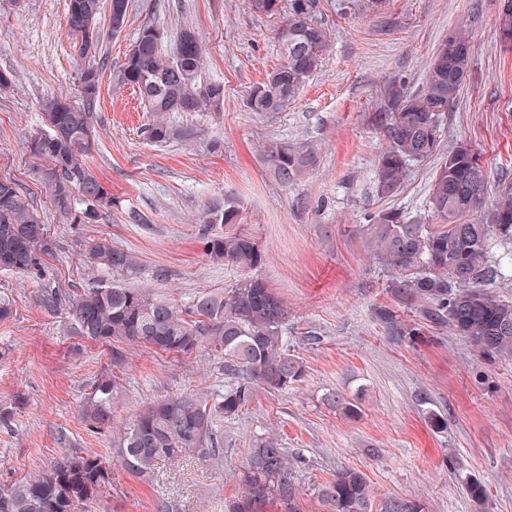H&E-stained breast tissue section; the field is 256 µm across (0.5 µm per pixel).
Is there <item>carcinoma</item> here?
I'll return each instance as SVG.
<instances>
[{"instance_id": "carcinoma-1", "label": "carcinoma", "mask_w": 512, "mask_h": 512, "mask_svg": "<svg viewBox=\"0 0 512 512\" xmlns=\"http://www.w3.org/2000/svg\"><path fill=\"white\" fill-rule=\"evenodd\" d=\"M317 0H288V13L276 32L281 62L247 93L252 112H279L305 80L322 66L330 39L317 17ZM68 28L82 61L96 56L100 43L95 0H68ZM129 0H110L111 34L121 32ZM165 30L146 24L116 74V84L139 91L153 118L145 137L156 144L184 140L190 133L174 125L170 112H218L224 84L202 81L203 46L195 32L184 29L169 51ZM471 63L469 36L459 30L435 50L423 87L409 94L400 86L385 89L374 120L387 140L375 168L376 193L392 197L415 162L432 161L435 171L425 207L391 206L373 213L363 233L378 259L392 267L387 285L393 304L374 309V317L395 342L421 335L422 328H451L487 358L512 357V301L480 289L508 277L512 261V186L486 206L487 176L478 153L467 142L442 149L445 112L456 102ZM102 68L91 63L80 69L84 103L75 106L48 97L40 109L47 130L28 148L41 161V183L55 211L67 224H94L112 207V194L87 163L97 148L91 107L101 86ZM312 150L272 142L267 163L278 180L299 179L311 162ZM84 207H76L75 194ZM237 202L226 197L205 210L198 241L211 261L251 270L263 261L257 241L230 229L239 222ZM225 226L222 232L213 226ZM39 210L19 182L0 177V270L30 272L53 243ZM90 262H103L116 273L137 270L138 258L104 239L88 246ZM34 303L43 312L69 314L75 335L92 342L146 344L179 356L199 350L224 359V373L233 382L211 394L190 391L145 405L112 433L116 460L145 480L161 461L189 459L224 462L217 427L239 418L255 388L284 392L301 381L305 366L291 349L283 300L260 279L238 280L223 292H201L189 304H178L149 288L93 280L73 297L62 288H41ZM409 310L401 315L399 311ZM118 385L111 379L96 384L81 412L91 424L112 423V401ZM327 404L348 418L362 414V399L336 392ZM295 457L278 437L255 438L248 449L241 494L224 503V512H263L277 503L282 512H300L302 487ZM111 469L98 456L67 449L47 469L10 487L0 488V512H81L82 506L111 486ZM465 488L477 510L487 501L485 485L468 478ZM332 512H372L366 475L345 467L316 488ZM379 512H424L418 499L388 498Z\"/></svg>"}]
</instances>
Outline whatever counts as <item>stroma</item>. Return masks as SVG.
<instances>
[{
    "label": "stroma",
    "mask_w": 512,
    "mask_h": 512,
    "mask_svg": "<svg viewBox=\"0 0 512 512\" xmlns=\"http://www.w3.org/2000/svg\"><path fill=\"white\" fill-rule=\"evenodd\" d=\"M126 28L109 31V8L98 16L103 60L100 95L92 107L98 147L92 171L112 192L95 224H65L55 213L34 160L24 149L44 126L42 99L80 103L78 69L68 34L67 0H0V175L16 179L42 213L54 243L39 272L0 271V297L12 315L0 321V487L47 468L65 448L113 457L112 432L81 419L94 384L116 380L115 423L148 402L192 390L228 386L222 359L199 352L174 357L123 342L102 345L75 336L67 314L50 316L34 303L45 286L82 294L89 277L87 241L106 239L138 257L129 286H148L188 303L197 292L223 291L243 271L211 263L197 241L204 205L232 196L265 262L255 274L288 307V336L306 376L285 392L257 389L238 419L221 423L224 464L159 462L143 482L113 465L112 487L86 512H156L160 499L180 512H224L242 487L236 475L259 436L277 433L301 461V512H330L317 486L337 469L361 470L375 502H423L424 512H474L464 478L487 489L486 512H512V360L489 359L449 329L411 343L385 336L372 317L388 305L392 270L373 256L359 227L386 205L422 204L433 164H413L396 197L379 198L374 165L385 139L371 121L385 87L421 90L436 46L455 28L471 38L472 63L460 97L446 114L443 146L465 141L481 155L487 198L512 185V48L496 29L500 0H388L363 10L360 0H317L332 50L287 107L258 114L245 106L250 86L279 61L275 31L281 15L252 13L248 0H131ZM169 37L195 31L204 48L200 78L224 85V110L176 112L190 144L159 146L142 132L151 115L138 91L116 87L114 75L144 23ZM274 140L312 146L315 162L291 184L276 179L264 154ZM363 390V414L351 420L328 408L330 392ZM430 406L448 422L425 421Z\"/></svg>",
    "instance_id": "obj_1"
}]
</instances>
